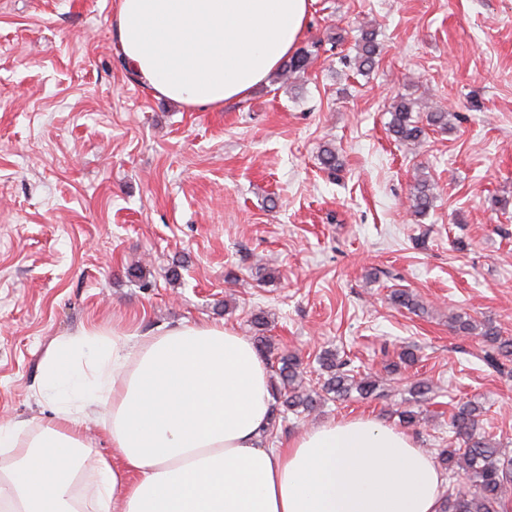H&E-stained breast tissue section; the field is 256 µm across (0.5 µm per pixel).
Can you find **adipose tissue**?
<instances>
[{
  "mask_svg": "<svg viewBox=\"0 0 512 512\" xmlns=\"http://www.w3.org/2000/svg\"><path fill=\"white\" fill-rule=\"evenodd\" d=\"M310 0H119L112 33L156 96L187 108L242 100L281 67ZM45 426L0 425V512H442L445 478L415 439L370 417L266 448L272 396L254 344L221 323L139 337L97 326L50 344ZM111 456L87 424L101 405ZM96 477L84 495L85 471Z\"/></svg>",
  "mask_w": 512,
  "mask_h": 512,
  "instance_id": "obj_1",
  "label": "adipose tissue"
}]
</instances>
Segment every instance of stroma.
<instances>
[{
    "label": "stroma",
    "instance_id": "35a3bbf8",
    "mask_svg": "<svg viewBox=\"0 0 512 512\" xmlns=\"http://www.w3.org/2000/svg\"><path fill=\"white\" fill-rule=\"evenodd\" d=\"M116 8L0 0V423L50 422L35 391L56 339L115 322L248 337L262 311L267 365L296 353L316 387L336 352L381 381L287 414L264 444L347 416L395 427L411 409L408 434L435 454L468 400L488 439L512 441V360L492 371L481 336L448 322L512 336V0H312L305 72L196 110L135 79ZM364 26L380 55L362 75L347 61ZM402 97L453 113L450 128L401 145L387 123ZM422 173L438 189L421 218L407 204ZM398 289L422 311L391 305ZM408 347L417 362L392 371ZM421 380L433 391L418 402Z\"/></svg>",
    "mask_w": 512,
    "mask_h": 512
}]
</instances>
